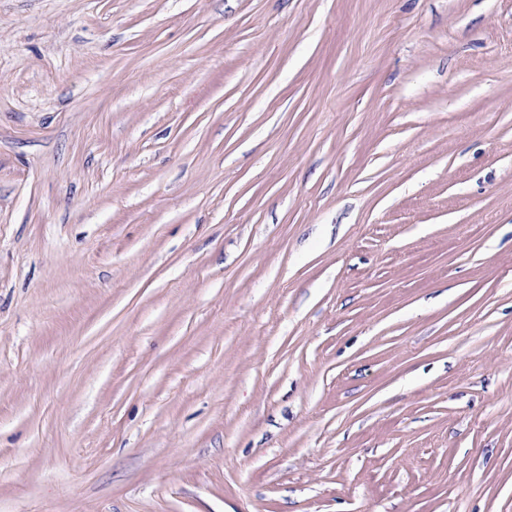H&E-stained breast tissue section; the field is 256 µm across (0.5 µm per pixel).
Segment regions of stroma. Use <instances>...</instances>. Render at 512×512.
Segmentation results:
<instances>
[{"mask_svg": "<svg viewBox=\"0 0 512 512\" xmlns=\"http://www.w3.org/2000/svg\"><path fill=\"white\" fill-rule=\"evenodd\" d=\"M0 512H512V0H0Z\"/></svg>", "mask_w": 512, "mask_h": 512, "instance_id": "35a3bbf8", "label": "stroma"}]
</instances>
